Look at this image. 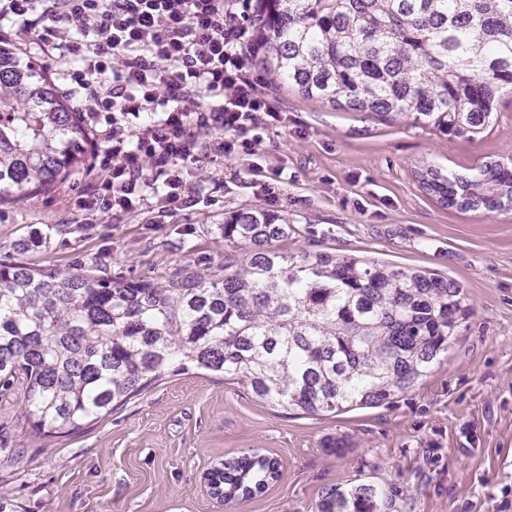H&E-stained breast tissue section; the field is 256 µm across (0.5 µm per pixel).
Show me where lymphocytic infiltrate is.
Listing matches in <instances>:
<instances>
[{
	"label": "lymphocytic infiltrate",
	"instance_id": "obj_1",
	"mask_svg": "<svg viewBox=\"0 0 512 512\" xmlns=\"http://www.w3.org/2000/svg\"><path fill=\"white\" fill-rule=\"evenodd\" d=\"M252 0H0V25L65 61L84 112L102 125L95 158L107 177L82 206L118 218L188 206L200 183L185 165L201 150L250 153L241 130L274 124L242 39Z\"/></svg>",
	"mask_w": 512,
	"mask_h": 512
}]
</instances>
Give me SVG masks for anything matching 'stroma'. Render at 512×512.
I'll use <instances>...</instances> for the list:
<instances>
[{"mask_svg":"<svg viewBox=\"0 0 512 512\" xmlns=\"http://www.w3.org/2000/svg\"><path fill=\"white\" fill-rule=\"evenodd\" d=\"M282 122L253 154L210 156V196L159 217L90 221L79 205L94 168L56 191L0 205V261L124 280L216 266L244 249L218 226L241 208L295 228L278 247L425 269L458 283L472 313L432 372L378 407L286 412L238 380L167 375L77 434L23 428V384L0 396V512H316L326 493L373 485L389 512H512V210L441 206L423 168L475 177L512 164V94L483 137L445 136L404 118L348 112L266 78ZM269 183L277 202L261 192ZM339 439L343 448L331 449ZM275 458L262 493L213 497L206 473L250 451Z\"/></svg>","mask_w":512,"mask_h":512,"instance_id":"obj_1","label":"stroma"}]
</instances>
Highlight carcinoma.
Segmentation results:
<instances>
[{"instance_id":"cac0c4a2","label":"carcinoma","mask_w":512,"mask_h":512,"mask_svg":"<svg viewBox=\"0 0 512 512\" xmlns=\"http://www.w3.org/2000/svg\"><path fill=\"white\" fill-rule=\"evenodd\" d=\"M262 70L303 97L387 120L409 117L474 139L512 91V0H260ZM93 134L49 79L0 43V203L51 192L85 166ZM441 205L512 200V166L469 179L433 168ZM290 224L233 212L218 230L250 246L240 262L153 281L0 262V388L25 382L20 420L47 437L79 433L159 379L201 369L239 380L285 411L379 406L413 388L471 312L457 283L351 255L284 254ZM257 452L207 473L212 494L247 499L279 479ZM319 512H381L374 486L336 489Z\"/></svg>"}]
</instances>
